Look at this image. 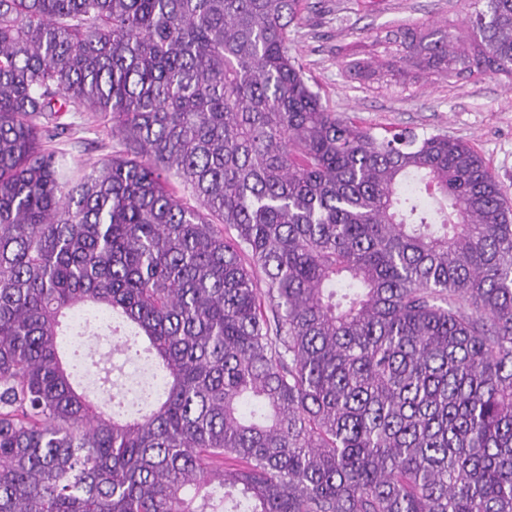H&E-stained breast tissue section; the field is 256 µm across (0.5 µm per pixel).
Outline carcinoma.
<instances>
[{
	"instance_id": "obj_1",
	"label": "carcinoma",
	"mask_w": 512,
	"mask_h": 512,
	"mask_svg": "<svg viewBox=\"0 0 512 512\" xmlns=\"http://www.w3.org/2000/svg\"><path fill=\"white\" fill-rule=\"evenodd\" d=\"M484 2L467 45L402 25L345 67L512 80ZM307 8L0 0V512H512V206L469 143L329 111ZM67 112L123 148L49 150ZM75 310L147 342L148 412L106 356L75 386Z\"/></svg>"
}]
</instances>
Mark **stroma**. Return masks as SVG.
Returning <instances> with one entry per match:
<instances>
[{
  "instance_id": "stroma-1",
  "label": "stroma",
  "mask_w": 512,
  "mask_h": 512,
  "mask_svg": "<svg viewBox=\"0 0 512 512\" xmlns=\"http://www.w3.org/2000/svg\"><path fill=\"white\" fill-rule=\"evenodd\" d=\"M290 28V48L319 87L333 112L353 117L376 131L410 128L417 133L443 132L474 146L512 203V81L473 76H418L406 83L367 82L354 78L343 64L347 49L370 46L393 26L414 23L445 27L455 36L468 34L467 17L478 0H311ZM70 129L52 137L48 148L93 165L122 147L112 133V119L92 112H70Z\"/></svg>"
}]
</instances>
